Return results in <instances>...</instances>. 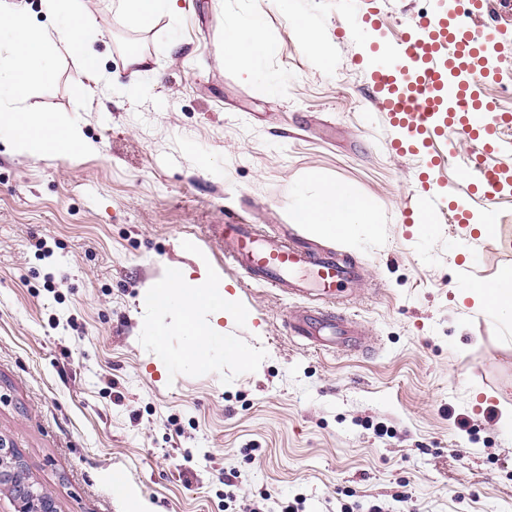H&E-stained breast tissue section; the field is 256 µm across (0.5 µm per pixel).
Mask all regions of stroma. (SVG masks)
<instances>
[{"instance_id": "35a3bbf8", "label": "stroma", "mask_w": 512, "mask_h": 512, "mask_svg": "<svg viewBox=\"0 0 512 512\" xmlns=\"http://www.w3.org/2000/svg\"><path fill=\"white\" fill-rule=\"evenodd\" d=\"M180 6L141 30L113 0H88L101 81L75 99L80 66L62 53L32 103L67 115L89 150L0 143V441L57 512H512V315L465 294L512 268V187L407 223L422 191L449 204L465 175L454 162L421 183L370 86L372 50H395L422 14L451 16L454 0H359L357 20L348 0H295L329 70L279 0ZM485 8L499 31L474 89L512 113L511 12ZM257 16L279 51L249 77L224 65L223 37ZM326 184L375 212L352 244L293 221ZM234 221L360 268L328 306L358 322L355 346L287 332L296 299L226 267L208 239ZM172 267L223 279L239 311L202 365L183 360L178 304L152 306Z\"/></svg>"}]
</instances>
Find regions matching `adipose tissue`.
<instances>
[{
	"label": "adipose tissue",
	"mask_w": 512,
	"mask_h": 512,
	"mask_svg": "<svg viewBox=\"0 0 512 512\" xmlns=\"http://www.w3.org/2000/svg\"><path fill=\"white\" fill-rule=\"evenodd\" d=\"M178 2L118 0L117 7L131 25L148 29L173 15ZM41 5L47 21L36 24L11 0H0V137L15 151L31 156L83 152L88 145L77 126L55 113L37 110L30 100L36 88L54 80V59L64 51L81 63L74 93L83 96L101 75L95 45L102 33L85 0H41ZM223 45L224 63L250 73L261 72L265 60L277 51L257 19L246 29L225 31ZM340 193V188L327 185L318 195L304 199L295 213L296 223L352 241L356 225L374 223L375 215L367 201L353 195L346 208L336 209L334 202ZM165 292L182 298L179 330L192 339L185 356L198 362L203 350L223 336L224 317L236 312L233 298L223 285L192 278L187 272Z\"/></svg>",
	"instance_id": "1"
}]
</instances>
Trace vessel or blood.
I'll use <instances>...</instances> for the list:
<instances>
[{"instance_id": "1", "label": "vessel or blood", "mask_w": 512, "mask_h": 512, "mask_svg": "<svg viewBox=\"0 0 512 512\" xmlns=\"http://www.w3.org/2000/svg\"><path fill=\"white\" fill-rule=\"evenodd\" d=\"M482 19L476 7L455 26L439 15H429L423 37H408L394 55L376 59L373 81L390 90L382 110L393 127L421 141L452 131L470 143L462 164L490 202L500 192L504 173L489 164L488 157L502 131L512 128V115L489 120L486 108L470 91L471 63L480 56L488 34ZM212 236L225 263L253 283L292 298L313 296L332 302L347 283L361 279L359 269L339 261L335 252L291 244L284 233L264 235L251 224H216ZM287 329L326 349L345 348L356 339L348 319L325 309L292 316Z\"/></svg>"}]
</instances>
